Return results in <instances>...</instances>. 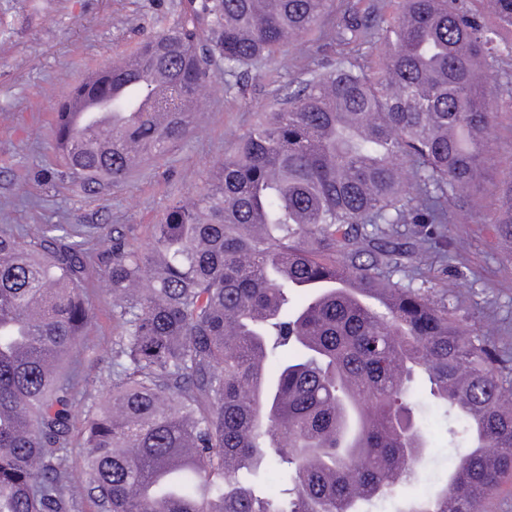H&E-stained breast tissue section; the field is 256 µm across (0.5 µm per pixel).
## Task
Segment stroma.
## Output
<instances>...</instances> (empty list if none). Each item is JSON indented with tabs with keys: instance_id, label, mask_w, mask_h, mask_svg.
I'll list each match as a JSON object with an SVG mask.
<instances>
[{
	"instance_id": "obj_1",
	"label": "stroma",
	"mask_w": 512,
	"mask_h": 512,
	"mask_svg": "<svg viewBox=\"0 0 512 512\" xmlns=\"http://www.w3.org/2000/svg\"><path fill=\"white\" fill-rule=\"evenodd\" d=\"M185 0H0V224H123L137 241L173 200L203 188L213 166L233 153L238 137L260 113L279 108L291 80L329 67L335 51L312 32L284 46L273 59L235 78L211 58L213 81L204 120L164 156L142 162L106 193L74 185L56 161L52 128L57 99L114 57L133 53L141 38L172 26ZM448 235L466 243L462 262L433 261L427 275L433 296L445 297L462 325L479 331L495 321L491 341L512 354V257L487 214L456 213ZM94 318L84 339L81 376L72 406L82 427L97 380L112 362L111 302L90 282ZM417 413L429 431L419 478L407 496L421 499L448 476L462 439H451L448 421L426 401Z\"/></svg>"
}]
</instances>
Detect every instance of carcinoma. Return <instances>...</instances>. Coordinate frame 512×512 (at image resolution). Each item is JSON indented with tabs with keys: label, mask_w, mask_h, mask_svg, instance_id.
<instances>
[{
	"label": "carcinoma",
	"mask_w": 512,
	"mask_h": 512,
	"mask_svg": "<svg viewBox=\"0 0 512 512\" xmlns=\"http://www.w3.org/2000/svg\"><path fill=\"white\" fill-rule=\"evenodd\" d=\"M333 0H187L112 60V125L54 140L67 174L110 189L192 129L188 96L311 33ZM346 4L335 65L263 113L205 187L134 245L125 226L0 225V512H81L63 454L96 273L112 300V364L82 429L96 512H365L417 477L428 434L411 394L465 442L448 478L402 512H480L512 476V358L415 286L454 208L480 213L512 0H401L374 30ZM495 23L488 25L484 15ZM378 39L374 65L354 55ZM512 243V173L496 185ZM399 279H394V276ZM281 467L285 488L256 479Z\"/></svg>",
	"instance_id": "carcinoma-1"
}]
</instances>
